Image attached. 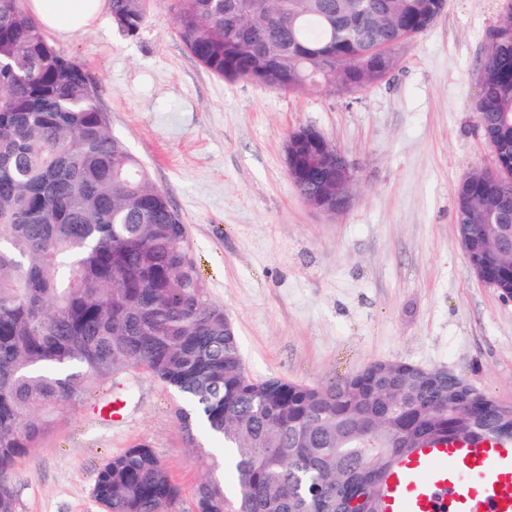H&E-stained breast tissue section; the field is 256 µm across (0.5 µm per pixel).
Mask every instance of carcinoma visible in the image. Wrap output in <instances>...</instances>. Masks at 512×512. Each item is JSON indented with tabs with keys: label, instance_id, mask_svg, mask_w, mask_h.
Here are the masks:
<instances>
[{
	"label": "carcinoma",
	"instance_id": "carcinoma-1",
	"mask_svg": "<svg viewBox=\"0 0 512 512\" xmlns=\"http://www.w3.org/2000/svg\"><path fill=\"white\" fill-rule=\"evenodd\" d=\"M134 37L149 0H110ZM175 34L230 81L294 91L325 83L359 92L384 80L398 50L446 0H167ZM479 129L500 167L512 164V0L487 34ZM288 138V175L304 197L335 194L316 145ZM455 223L512 224V201L485 170L462 182ZM496 285L512 264L471 241ZM166 193L116 136L93 79L51 46L21 0H0V512H20L16 474L95 383L141 368L183 397L187 445L224 441L235 493L209 469L191 512H374L396 457L429 438L502 430L487 398L480 421L453 408L468 384L423 387L402 361L374 363L340 385L248 376L224 307L190 255ZM93 495L104 512H170L182 496L147 444L111 457Z\"/></svg>",
	"mask_w": 512,
	"mask_h": 512
}]
</instances>
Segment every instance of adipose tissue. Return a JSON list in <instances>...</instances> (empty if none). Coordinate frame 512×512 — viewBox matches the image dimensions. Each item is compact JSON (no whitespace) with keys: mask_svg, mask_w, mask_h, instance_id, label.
<instances>
[{"mask_svg":"<svg viewBox=\"0 0 512 512\" xmlns=\"http://www.w3.org/2000/svg\"><path fill=\"white\" fill-rule=\"evenodd\" d=\"M23 7L42 31L63 38L104 25L110 17L108 0H24Z\"/></svg>","mask_w":512,"mask_h":512,"instance_id":"1","label":"adipose tissue"}]
</instances>
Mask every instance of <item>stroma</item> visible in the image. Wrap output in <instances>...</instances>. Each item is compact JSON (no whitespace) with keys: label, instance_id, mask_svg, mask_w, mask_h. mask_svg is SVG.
<instances>
[{"label":"stroma","instance_id":"35a3bbf8","mask_svg":"<svg viewBox=\"0 0 512 512\" xmlns=\"http://www.w3.org/2000/svg\"><path fill=\"white\" fill-rule=\"evenodd\" d=\"M505 0H447L399 52L388 77L345 94L228 81L174 34L151 0L139 36L115 24L50 37L80 61L113 132L148 167L181 216L191 257L229 314L246 369L333 386L373 363L445 370L512 408V300L472 270L454 221L459 183L493 157L478 128L479 66ZM312 127L354 172L353 202L314 212L288 176L289 135ZM123 390L120 421L95 406ZM182 400L142 370L98 383L17 464L21 512H101L97 470L145 443L182 490L220 459L189 448Z\"/></svg>","mask_w":512,"mask_h":512}]
</instances>
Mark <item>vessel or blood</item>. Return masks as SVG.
<instances>
[{"label": "vessel or blood", "instance_id": "1", "mask_svg": "<svg viewBox=\"0 0 512 512\" xmlns=\"http://www.w3.org/2000/svg\"><path fill=\"white\" fill-rule=\"evenodd\" d=\"M385 512H512V442L459 435L418 449L389 474Z\"/></svg>", "mask_w": 512, "mask_h": 512}]
</instances>
